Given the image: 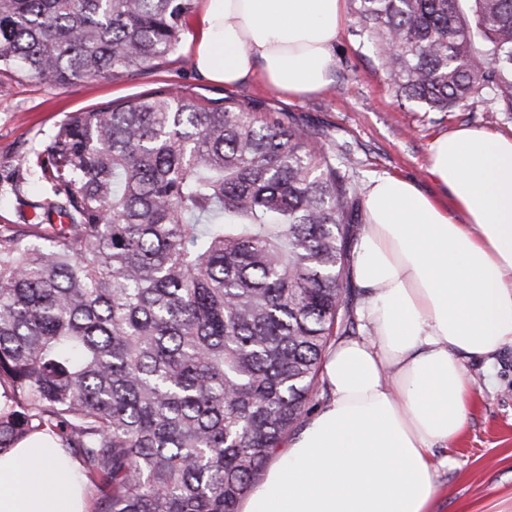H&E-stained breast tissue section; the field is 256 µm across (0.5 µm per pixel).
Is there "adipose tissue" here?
<instances>
[{"mask_svg": "<svg viewBox=\"0 0 512 512\" xmlns=\"http://www.w3.org/2000/svg\"><path fill=\"white\" fill-rule=\"evenodd\" d=\"M193 59L210 82L258 79L289 99L321 92L336 66L345 0H201ZM429 176L373 178L352 258L370 333L332 345L327 403L270 457L239 512H431L437 449L462 431V362L512 344V135L436 136ZM80 464L50 436L0 454V512H87Z\"/></svg>", "mask_w": 512, "mask_h": 512, "instance_id": "adipose-tissue-1", "label": "adipose tissue"}]
</instances>
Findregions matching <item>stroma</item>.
Here are the masks:
<instances>
[{
    "label": "stroma",
    "instance_id": "1",
    "mask_svg": "<svg viewBox=\"0 0 512 512\" xmlns=\"http://www.w3.org/2000/svg\"><path fill=\"white\" fill-rule=\"evenodd\" d=\"M198 23V14H191L176 49L133 77L49 88L27 77L0 76V224L20 223L21 202L50 200L46 187L30 183L28 159L68 113L165 84L206 100L242 104L258 116L288 113L293 123L327 131L334 143L350 148L358 187L376 175H397L448 208L452 199L427 173L430 142L462 125L512 135V114L491 111L479 99L471 111L446 113L396 97L372 44L353 36L354 20H347L336 40L332 83L295 100L254 80L227 90L202 79L192 54ZM464 372L474 393L465 426L446 449L451 464L437 472L433 512H512V345L492 361H466Z\"/></svg>",
    "mask_w": 512,
    "mask_h": 512
}]
</instances>
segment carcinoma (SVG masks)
I'll return each mask as SVG.
<instances>
[{
  "instance_id": "carcinoma-1",
  "label": "carcinoma",
  "mask_w": 512,
  "mask_h": 512,
  "mask_svg": "<svg viewBox=\"0 0 512 512\" xmlns=\"http://www.w3.org/2000/svg\"><path fill=\"white\" fill-rule=\"evenodd\" d=\"M396 96L512 113V0H350ZM194 0H0V73L53 88L172 52ZM280 112L161 86L72 112L0 225V453L38 434L92 512H237L358 334L355 161Z\"/></svg>"
}]
</instances>
